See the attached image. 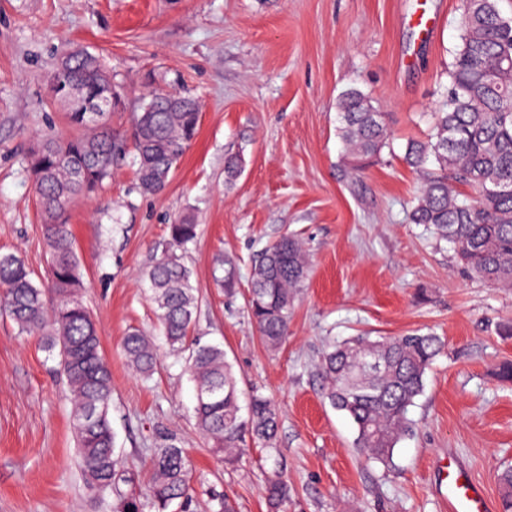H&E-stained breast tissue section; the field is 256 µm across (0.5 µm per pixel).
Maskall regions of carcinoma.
<instances>
[{
  "label": "carcinoma",
  "instance_id": "1",
  "mask_svg": "<svg viewBox=\"0 0 512 512\" xmlns=\"http://www.w3.org/2000/svg\"><path fill=\"white\" fill-rule=\"evenodd\" d=\"M498 3L464 0L461 43L448 69L447 99L433 114L430 135L408 142L405 160L427 170L413 200L411 222L452 244L457 264L485 283L512 288V17L504 16ZM64 68L83 80L90 98L112 85L103 59L86 49L66 51L56 71ZM337 111L342 172L354 179L380 156L389 131L384 113L357 88L340 95ZM65 117L79 134L65 138L48 131L28 154L49 248V287L57 302L47 306L43 287L34 283L21 257L0 253V308L19 333L39 335L45 349L58 351L88 490L95 495L114 492V512H143L147 499L154 512H167L176 500L188 509L194 502L192 469L185 449L173 438L151 449V478L145 492L118 491L120 461L110 419L112 372L81 298L80 261L68 207L111 178L124 143L112 131L108 113L95 119L68 104ZM198 122L199 104L190 96L154 91L144 99L132 133L143 192L165 188L194 139ZM461 186L471 193H460ZM197 230L187 216L169 225L168 247L144 273L150 300L170 350L185 355L195 385L196 425L212 443L211 452L230 460L250 442L272 451L279 430L275 402L256 393L247 412H242L238 379L224 347L197 339L187 343L199 295L183 251L194 242ZM219 265L224 275L217 282L232 294L238 285L236 259L226 255ZM308 266L303 245L287 237L267 248L252 267L247 305L261 341L272 351L288 338L295 297ZM441 348L438 336L413 330L393 337L363 334L323 352L317 366L325 382L323 398L355 424V448L361 457L393 466L395 448L413 432L409 408L423 393L425 375ZM123 349L137 373H155L158 356L148 336L130 331ZM501 482L502 512H512L511 469L503 472ZM291 497L288 479L272 473L265 484L269 512H281Z\"/></svg>",
  "mask_w": 512,
  "mask_h": 512
}]
</instances>
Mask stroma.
Returning a JSON list of instances; mask_svg holds the SVG:
<instances>
[{"mask_svg":"<svg viewBox=\"0 0 512 512\" xmlns=\"http://www.w3.org/2000/svg\"><path fill=\"white\" fill-rule=\"evenodd\" d=\"M460 13L461 0H0V252L19 254L36 282L49 255L26 158L40 134L67 129L50 95L62 53L81 46L105 60L120 97L116 133L130 134L151 88L201 105L162 192H141L129 151L70 209L82 300L112 367L121 491L144 487L150 448L172 438L196 487L229 496L237 512H267L263 487L277 469L294 486L284 512H445L439 485L451 462L501 504L500 475L512 467V380L501 376L512 362V289L468 277L447 242L410 222L423 175L403 159L446 99ZM421 16L433 19L432 37L421 36ZM351 87L379 105L391 139L349 181L336 103ZM230 152L242 155L231 182ZM182 216L198 226L184 255L200 296L191 335L223 343L243 395L275 400V452L254 446L227 463L197 430L184 358L170 351L143 280ZM288 235L310 264L290 335L271 351L245 300L252 263ZM224 253L240 267L232 296L214 276ZM134 328L155 344L152 377L124 355ZM411 330L435 333L445 349L387 469L359 457L356 429L324 402L315 365L328 341ZM71 420L57 358L0 312V512H113L115 495L86 489Z\"/></svg>","mask_w":512,"mask_h":512,"instance_id":"1","label":"stroma"}]
</instances>
